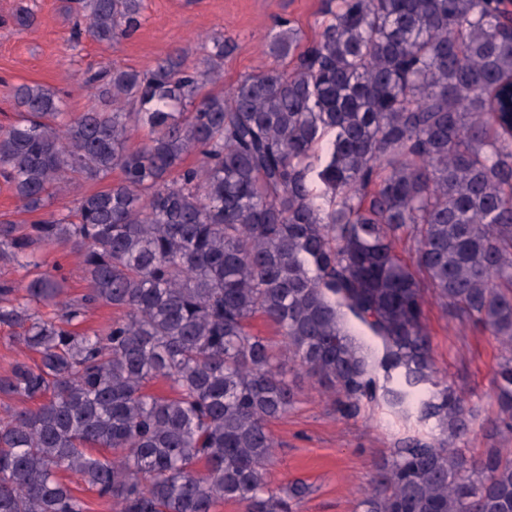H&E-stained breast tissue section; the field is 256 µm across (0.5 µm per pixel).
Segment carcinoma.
Returning <instances> with one entry per match:
<instances>
[{"label": "carcinoma", "instance_id": "1", "mask_svg": "<svg viewBox=\"0 0 512 512\" xmlns=\"http://www.w3.org/2000/svg\"><path fill=\"white\" fill-rule=\"evenodd\" d=\"M98 42L126 37L143 0H76ZM502 0H326L319 37L286 30L227 94L224 40L205 67L176 48L147 72L85 83L72 113L21 84L0 127V177L31 210L72 175L120 179L20 231L0 225V326L31 362L0 395V512H88L68 472L120 512H300L309 485L268 479L269 423L297 402L288 357L356 419L383 404L426 431L400 439L363 512H512V451L472 457L478 410L439 376L426 292L493 336L497 422L512 432V19ZM146 138L127 147L137 129ZM195 153L197 163L186 164ZM404 242L414 255L396 252ZM69 243L89 288L43 270ZM96 306L119 312L78 331ZM351 313L381 356L347 326ZM261 317L282 350L251 329ZM162 380L172 396L149 392ZM112 449V456L100 452Z\"/></svg>", "mask_w": 512, "mask_h": 512}]
</instances>
